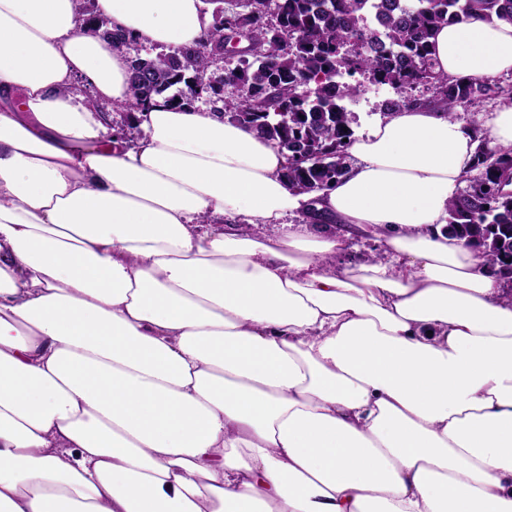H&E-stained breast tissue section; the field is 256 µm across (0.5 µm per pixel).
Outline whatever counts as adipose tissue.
Here are the masks:
<instances>
[{
  "mask_svg": "<svg viewBox=\"0 0 512 512\" xmlns=\"http://www.w3.org/2000/svg\"><path fill=\"white\" fill-rule=\"evenodd\" d=\"M195 46L201 0H96ZM74 0H0V512H512V298L449 236L476 131L406 108L335 186L218 109L155 98ZM512 72V24L432 39ZM280 236L253 226L280 224ZM345 224L398 257L331 264Z\"/></svg>",
  "mask_w": 512,
  "mask_h": 512,
  "instance_id": "obj_1",
  "label": "adipose tissue"
}]
</instances>
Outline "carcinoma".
<instances>
[{
	"label": "carcinoma",
	"instance_id": "obj_1",
	"mask_svg": "<svg viewBox=\"0 0 512 512\" xmlns=\"http://www.w3.org/2000/svg\"><path fill=\"white\" fill-rule=\"evenodd\" d=\"M470 18L512 24V0H230L194 48L130 61V113L162 96L174 104L222 100L223 87L243 89L229 118L287 153L283 176L299 192L325 191L349 169L353 113L345 105L367 85L388 86L393 111L444 107L461 116L487 103L512 104L500 78H450L435 69L436 29ZM239 40L247 50L224 59L214 80L210 58ZM467 186L448 204L447 230L482 246L500 268L512 251V150L476 146Z\"/></svg>",
	"mask_w": 512,
	"mask_h": 512
}]
</instances>
